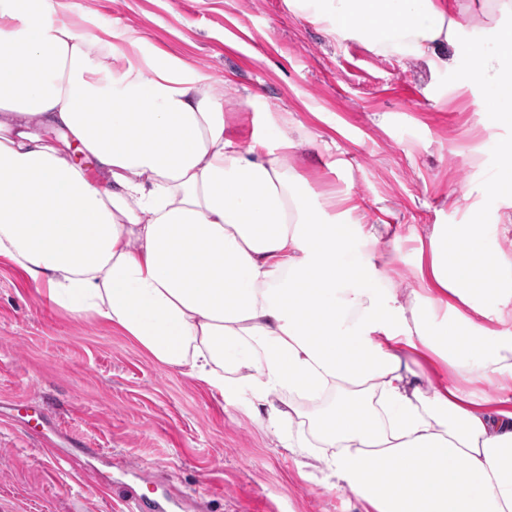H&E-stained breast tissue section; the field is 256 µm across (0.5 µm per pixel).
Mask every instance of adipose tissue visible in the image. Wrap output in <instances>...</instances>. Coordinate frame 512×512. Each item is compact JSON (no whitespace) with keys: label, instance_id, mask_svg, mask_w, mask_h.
<instances>
[{"label":"adipose tissue","instance_id":"adipose-tissue-1","mask_svg":"<svg viewBox=\"0 0 512 512\" xmlns=\"http://www.w3.org/2000/svg\"><path fill=\"white\" fill-rule=\"evenodd\" d=\"M302 2L331 35L435 68L458 45L512 122V31L493 55L458 44L446 0ZM44 4L0 0V257L52 306L248 394L269 432L299 422L288 447L330 449L366 512H512V252L494 245L512 215L433 225L404 299L398 253L375 250L391 225L348 192L305 194L278 120L241 144L208 74Z\"/></svg>","mask_w":512,"mask_h":512}]
</instances>
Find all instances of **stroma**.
Listing matches in <instances>:
<instances>
[{"label":"stroma","instance_id":"35a3bbf8","mask_svg":"<svg viewBox=\"0 0 512 512\" xmlns=\"http://www.w3.org/2000/svg\"><path fill=\"white\" fill-rule=\"evenodd\" d=\"M448 7L463 44L495 46L512 26L498 0ZM47 18L137 31L142 54L207 72L242 143L269 117L287 120L303 145L285 163L306 194L351 191L370 223L397 225L398 241L377 248L399 251L391 277L402 294L416 286L432 225L495 224L512 212L493 185L512 124L491 112L489 88L453 62L454 48L440 69L383 53L330 36L296 0H50ZM27 403L48 412L44 436L15 418ZM310 455L282 448L244 399L225 400L111 326L50 307L0 258V512H116L110 484L178 500L174 512H365Z\"/></svg>","mask_w":512,"mask_h":512}]
</instances>
